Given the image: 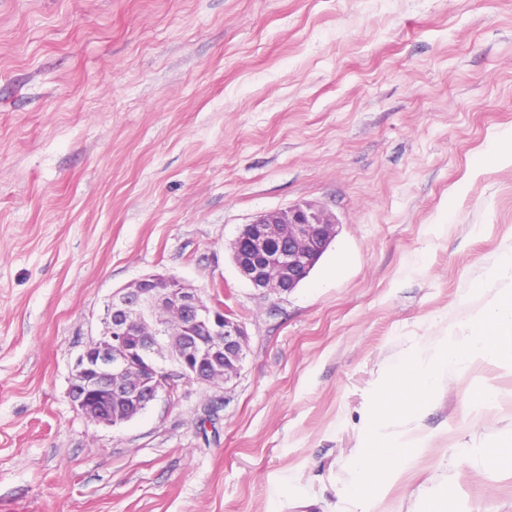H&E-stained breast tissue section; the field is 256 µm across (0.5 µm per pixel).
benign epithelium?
<instances>
[{"mask_svg":"<svg viewBox=\"0 0 512 512\" xmlns=\"http://www.w3.org/2000/svg\"><path fill=\"white\" fill-rule=\"evenodd\" d=\"M336 236V219L303 202L262 212L230 244L239 274L263 297L291 292ZM102 330L77 356L67 389L72 408L112 428L137 417L171 391L165 363L198 384L230 382L247 341L243 323L224 305L169 275L146 274L114 291ZM224 351V365L215 356Z\"/></svg>","mask_w":512,"mask_h":512,"instance_id":"7a95c632","label":"benign epithelium"}]
</instances>
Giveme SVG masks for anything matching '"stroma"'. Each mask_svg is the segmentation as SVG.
Listing matches in <instances>:
<instances>
[{
	"mask_svg": "<svg viewBox=\"0 0 512 512\" xmlns=\"http://www.w3.org/2000/svg\"><path fill=\"white\" fill-rule=\"evenodd\" d=\"M509 132L512 0H0V512H339L384 373L502 286ZM298 202L338 233L261 297L229 245ZM149 273L232 309L242 369L92 424L71 368ZM395 428L427 446L380 512H512L511 369ZM485 461L499 467L512 465V430L501 433L482 450Z\"/></svg>",
	"mask_w": 512,
	"mask_h": 512,
	"instance_id": "35a3bbf8",
	"label": "stroma"
}]
</instances>
